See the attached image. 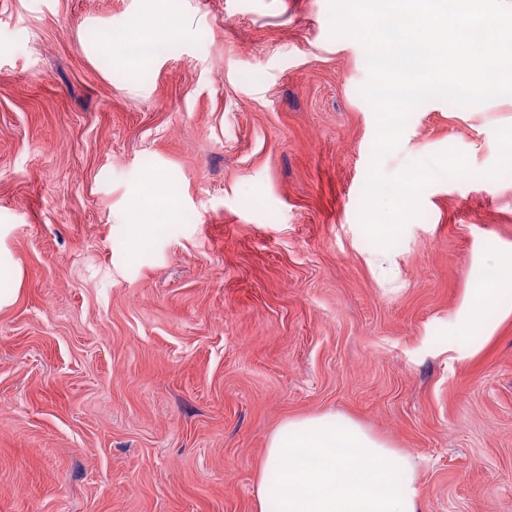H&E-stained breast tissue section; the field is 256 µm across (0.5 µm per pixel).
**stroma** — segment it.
Returning <instances> with one entry per match:
<instances>
[{"label":"stroma","mask_w":512,"mask_h":512,"mask_svg":"<svg viewBox=\"0 0 512 512\" xmlns=\"http://www.w3.org/2000/svg\"><path fill=\"white\" fill-rule=\"evenodd\" d=\"M148 0H0V512H252L290 418H352L423 512H512V296L456 313L512 247V104L415 108L382 169L463 152L390 251L360 224L376 113L329 0H176L172 49L102 69ZM152 168L180 203L136 224ZM498 124L497 138L493 148L500 154V160L512 164V118L507 120H495Z\"/></svg>","instance_id":"stroma-1"}]
</instances>
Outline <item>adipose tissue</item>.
Segmentation results:
<instances>
[{"label": "adipose tissue", "instance_id": "ef3b65f1", "mask_svg": "<svg viewBox=\"0 0 512 512\" xmlns=\"http://www.w3.org/2000/svg\"><path fill=\"white\" fill-rule=\"evenodd\" d=\"M485 262L502 277L475 281L456 314L459 335L481 329L486 311L512 293V249ZM253 512H422L416 469L401 450L350 418L325 413L285 420L258 468Z\"/></svg>", "mask_w": 512, "mask_h": 512}]
</instances>
